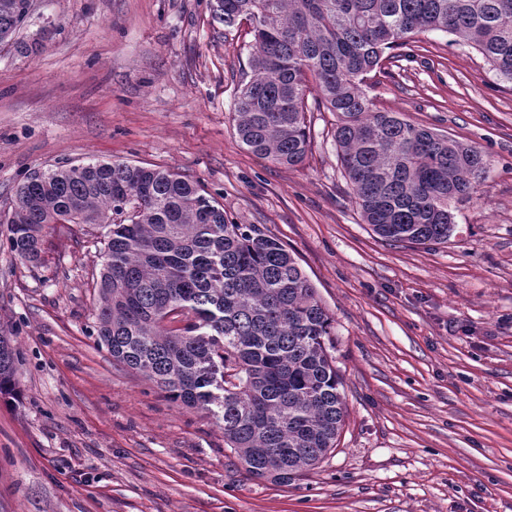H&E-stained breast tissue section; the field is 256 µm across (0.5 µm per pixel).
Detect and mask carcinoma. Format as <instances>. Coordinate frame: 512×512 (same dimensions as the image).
Segmentation results:
<instances>
[{
  "instance_id": "carcinoma-1",
  "label": "carcinoma",
  "mask_w": 512,
  "mask_h": 512,
  "mask_svg": "<svg viewBox=\"0 0 512 512\" xmlns=\"http://www.w3.org/2000/svg\"><path fill=\"white\" fill-rule=\"evenodd\" d=\"M30 8L0 0V46ZM209 10L226 28L251 25L250 72L234 102L250 152L303 163L311 95L336 114L338 157L371 230L389 242L448 243L450 203L477 192L488 158L374 109L364 78L385 51L441 31L512 82V0H209ZM6 224L11 251L35 265L47 225L108 228L99 342L173 402L212 414L250 476L286 485L336 448L346 403L326 344L331 318L284 245L229 221L198 184L120 160L60 165L18 185ZM17 387L15 352L0 337V394Z\"/></svg>"
}]
</instances>
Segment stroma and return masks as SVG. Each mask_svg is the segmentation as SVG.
<instances>
[{"label": "stroma", "mask_w": 512, "mask_h": 512, "mask_svg": "<svg viewBox=\"0 0 512 512\" xmlns=\"http://www.w3.org/2000/svg\"><path fill=\"white\" fill-rule=\"evenodd\" d=\"M249 31L213 24L208 0H32L21 49L0 47V215L32 172L91 159L199 182L293 252L331 316L336 448L291 483L249 477L207 411L99 345L104 228L47 226L33 268L0 224L19 378L0 398V512H512V83L442 32L369 74L376 109L490 160L448 243H393L352 199L333 113H308L299 166L242 145Z\"/></svg>", "instance_id": "obj_1"}]
</instances>
